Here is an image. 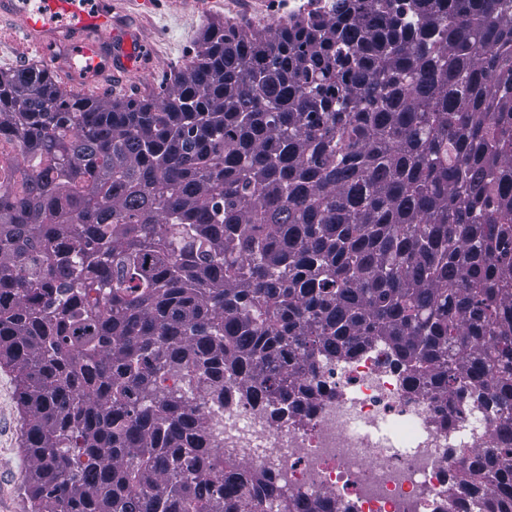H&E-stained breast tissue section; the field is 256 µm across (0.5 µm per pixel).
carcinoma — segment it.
Masks as SVG:
<instances>
[{
    "instance_id": "carcinoma-1",
    "label": "carcinoma",
    "mask_w": 512,
    "mask_h": 512,
    "mask_svg": "<svg viewBox=\"0 0 512 512\" xmlns=\"http://www.w3.org/2000/svg\"><path fill=\"white\" fill-rule=\"evenodd\" d=\"M0 368L30 512H352L224 463L198 398L300 414L390 349L491 411L462 487L512 512V12L330 0L208 22L161 98L0 71ZM176 379L177 386L166 381Z\"/></svg>"
}]
</instances>
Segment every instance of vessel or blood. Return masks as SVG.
Wrapping results in <instances>:
<instances>
[{"label": "vessel or blood", "mask_w": 512, "mask_h": 512, "mask_svg": "<svg viewBox=\"0 0 512 512\" xmlns=\"http://www.w3.org/2000/svg\"><path fill=\"white\" fill-rule=\"evenodd\" d=\"M24 27L35 43L63 45L114 71L131 68L140 52L129 31L113 22L104 0H39Z\"/></svg>", "instance_id": "b4317fda"}]
</instances>
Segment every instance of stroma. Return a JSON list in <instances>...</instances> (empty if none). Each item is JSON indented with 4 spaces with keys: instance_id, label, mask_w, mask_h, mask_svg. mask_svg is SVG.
Listing matches in <instances>:
<instances>
[{
    "instance_id": "1",
    "label": "stroma",
    "mask_w": 512,
    "mask_h": 512,
    "mask_svg": "<svg viewBox=\"0 0 512 512\" xmlns=\"http://www.w3.org/2000/svg\"><path fill=\"white\" fill-rule=\"evenodd\" d=\"M116 20L134 29L145 52L131 76L96 83L102 100L115 97L158 95L171 71L184 66L194 52L201 27L212 19L261 26L273 16H287L291 0H110ZM54 56L41 53L26 37L11 11L0 12V70H16L31 64L53 66ZM20 415L15 385L0 369V512H29L24 491L29 462L19 440Z\"/></svg>"
}]
</instances>
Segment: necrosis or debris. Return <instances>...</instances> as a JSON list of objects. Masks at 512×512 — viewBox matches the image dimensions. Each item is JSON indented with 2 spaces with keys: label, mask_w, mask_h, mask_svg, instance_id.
<instances>
[{
  "label": "necrosis or debris",
  "mask_w": 512,
  "mask_h": 512,
  "mask_svg": "<svg viewBox=\"0 0 512 512\" xmlns=\"http://www.w3.org/2000/svg\"><path fill=\"white\" fill-rule=\"evenodd\" d=\"M311 380L319 396L301 422L272 417L225 380L223 403L204 404L225 461L313 498L355 502L356 512H480L457 482L492 436L483 407L451 415L430 395L409 392L381 346L320 364Z\"/></svg>",
  "instance_id": "4bbe7bcc"
}]
</instances>
